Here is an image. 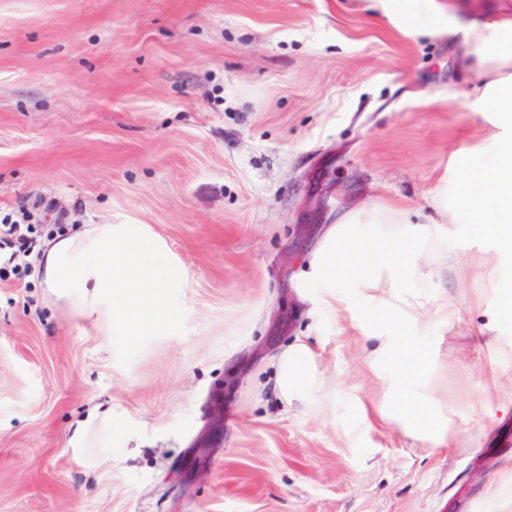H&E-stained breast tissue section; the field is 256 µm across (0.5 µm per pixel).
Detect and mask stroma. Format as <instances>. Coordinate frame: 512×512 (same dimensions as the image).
I'll return each mask as SVG.
<instances>
[{
	"label": "stroma",
	"instance_id": "obj_1",
	"mask_svg": "<svg viewBox=\"0 0 512 512\" xmlns=\"http://www.w3.org/2000/svg\"><path fill=\"white\" fill-rule=\"evenodd\" d=\"M415 33L381 0H0V212L147 224L182 259L162 336L113 333L40 278H0V512H512V354L478 330L492 283L445 271L421 330L447 447L362 407L354 325L303 288L324 230L364 205L430 222L449 167L498 129L475 106L468 27L512 0H436ZM452 244L512 281L471 224ZM306 342L334 391L285 409L270 362Z\"/></svg>",
	"mask_w": 512,
	"mask_h": 512
}]
</instances>
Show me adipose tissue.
Returning <instances> with one entry per match:
<instances>
[{
	"instance_id": "adipose-tissue-1",
	"label": "adipose tissue",
	"mask_w": 512,
	"mask_h": 512,
	"mask_svg": "<svg viewBox=\"0 0 512 512\" xmlns=\"http://www.w3.org/2000/svg\"><path fill=\"white\" fill-rule=\"evenodd\" d=\"M467 44L479 97L506 131L471 146L487 164L469 181L439 183L432 198L437 221L415 223L401 210L377 206L347 212L326 230L310 263L311 281L325 288L328 305L340 303V284L361 288L357 324L375 343L374 362L391 369L373 406L377 417L436 448L448 445V414L440 405L428 409V396L418 392L436 352L421 347L414 331L430 318H447L441 275L462 264L441 216L477 225L498 253L512 254V18L471 26ZM41 276L77 312L107 315L113 332L125 336L168 333L176 319L171 295L186 283L184 265L145 224H84L54 235L42 253ZM273 368L278 397L301 411L329 385L301 341L284 348Z\"/></svg>"
}]
</instances>
